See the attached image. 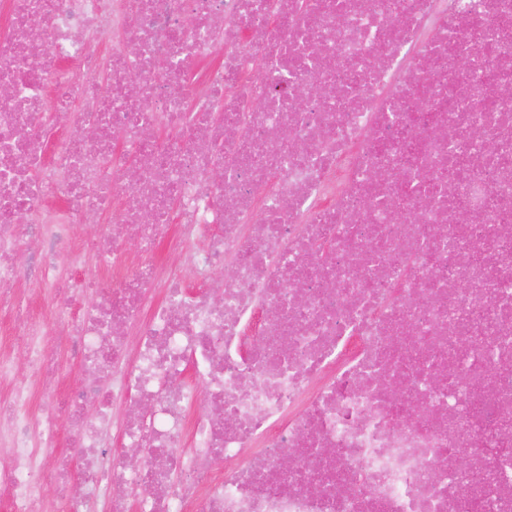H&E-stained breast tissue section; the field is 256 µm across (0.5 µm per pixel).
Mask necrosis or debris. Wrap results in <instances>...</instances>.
<instances>
[{"label":"necrosis or debris","instance_id":"4bbe7bcc","mask_svg":"<svg viewBox=\"0 0 512 512\" xmlns=\"http://www.w3.org/2000/svg\"><path fill=\"white\" fill-rule=\"evenodd\" d=\"M0 13V329L28 372L0 348L9 512L48 481L56 512H128L131 488L139 512H512V0ZM65 250L120 271L63 279ZM31 282L67 296L87 378L63 394ZM111 424L144 466L110 465Z\"/></svg>","mask_w":512,"mask_h":512}]
</instances>
